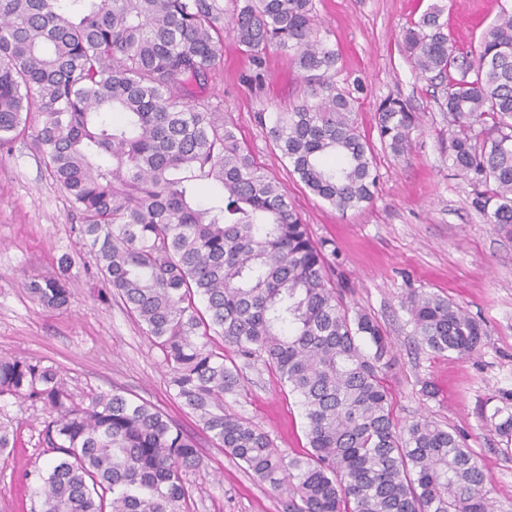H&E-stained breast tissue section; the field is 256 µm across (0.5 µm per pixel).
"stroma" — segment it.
I'll return each instance as SVG.
<instances>
[{
	"instance_id": "35a3bbf8",
	"label": "stroma",
	"mask_w": 512,
	"mask_h": 512,
	"mask_svg": "<svg viewBox=\"0 0 512 512\" xmlns=\"http://www.w3.org/2000/svg\"><path fill=\"white\" fill-rule=\"evenodd\" d=\"M433 4L458 45L475 48L512 0H313L320 35L339 55L336 85L353 99L358 129L375 157L373 198L362 208L342 213L314 194L254 120L258 112L274 120L303 99L305 85L288 53L269 49L265 79L251 88L250 57L225 41L221 67L204 95L233 119L242 144L281 182L314 238L335 241L344 303L374 316L395 345L389 385L399 424L425 415L454 429L488 469L492 497L506 505L512 503V441L492 431L489 418L499 408L512 412V237L486 224L472 186L454 171L448 115L402 47L403 30ZM388 98L407 103L420 118L399 159L379 137L377 109ZM75 224L33 136L18 140L0 157V355L44 359L80 398L120 387L158 406L198 442L200 464L187 475L195 512H286L285 497L199 431L168 386L160 350L121 301L101 302L87 275L95 258ZM65 254L78 274L70 303L42 307L28 283L55 274ZM414 290L448 296L467 310L484 328L480 348L457 357L418 345L402 306ZM242 372L246 387L228 403L284 454L304 452L297 397L263 365ZM427 383L429 395L422 391ZM46 417L26 400L0 402V418L16 434L13 452L0 456V512H40L34 473L51 457L42 435Z\"/></svg>"
}]
</instances>
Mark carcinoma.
<instances>
[{"label":"carcinoma","instance_id":"cac0c4a2","mask_svg":"<svg viewBox=\"0 0 512 512\" xmlns=\"http://www.w3.org/2000/svg\"><path fill=\"white\" fill-rule=\"evenodd\" d=\"M441 13L429 8L403 42L452 117L453 168L476 188L485 222L510 236L512 9L501 8L475 54L456 49ZM226 32L250 55V85L265 79L271 48L291 52L301 73L298 104L270 125L255 116L292 172L339 211L369 202L373 156L336 87L338 54L319 37L312 0H243L228 25L219 0H0V155L40 119L38 150L95 253L101 301L128 306L175 397L225 454L287 497L288 512H512L448 427L422 416L397 428L391 339L370 314L350 315L336 245L312 236L203 96ZM378 126L401 157L418 119L387 99ZM197 182L219 188L220 205L199 203ZM61 266L29 283L34 301L68 305L71 257ZM404 306L432 352L480 346L481 324L450 298L414 291ZM240 360L262 362L298 396L303 454L280 452L224 405L243 388ZM9 398L48 413L55 457L38 472L42 512H192L196 443L155 405L120 387L79 401L43 360L1 355L0 400ZM501 413L491 427L509 438L512 412Z\"/></svg>","mask_w":512,"mask_h":512}]
</instances>
